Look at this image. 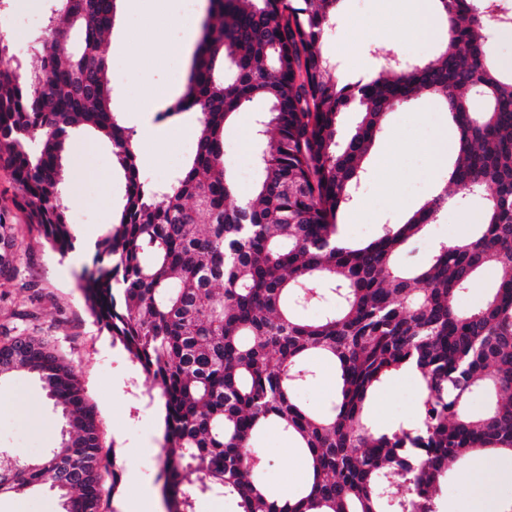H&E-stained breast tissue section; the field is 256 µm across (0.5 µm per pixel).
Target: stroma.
<instances>
[{
  "mask_svg": "<svg viewBox=\"0 0 512 512\" xmlns=\"http://www.w3.org/2000/svg\"><path fill=\"white\" fill-rule=\"evenodd\" d=\"M53 0H11L0 13V36L8 45L24 40L15 57L27 71L38 69L32 46L51 13ZM176 0H158L152 13L133 14L125 24H114L106 35L111 58L133 76L134 87L112 85V109L136 107L157 85L184 91L185 81H171L174 63L189 67L191 50L175 52L181 31L172 18ZM420 17L412 0H344L335 25L323 35V48L339 64L337 80L355 68L374 69L378 50L389 48L401 56L424 60L436 55L445 24L434 18L432 35L416 31ZM255 100L238 112L224 133L225 152L255 155L254 119L265 111ZM182 129H168L140 142L137 154L142 177L171 174L172 157L190 158L196 149V117L182 115ZM64 164L65 200L76 231L94 230L103 236L125 194L123 171L112 161V145L103 138L78 131ZM441 145L452 158L458 132L449 124L441 106L419 96L392 112L387 127L357 189V203L338 217L340 237L348 243L376 237L382 225L396 224L417 210L428 198L431 184L444 169L428 151ZM16 189L9 172L0 167V213L16 227L18 276L0 281V332L47 336L68 357L78 373L88 402L100 426L102 464L116 471L119 483L104 497L101 512H121L122 502L136 498L141 487H161L163 406L157 390L149 388L136 360L114 341L92 316L78 286L81 266L60 256L44 239L28 214L15 203ZM485 200L472 195L442 211L429 226L423 242L412 243L401 256L404 265L427 263L435 244L473 233L481 222ZM315 376L299 385L297 401L315 413L330 410L337 393L335 365L321 357L310 360ZM420 382L415 375L395 374L375 392L368 409L374 429L384 431L413 420L418 411ZM64 422L38 379L24 372L0 378V464L34 459L57 447ZM255 448L263 458L259 478L280 495L293 496L307 481V469L294 441L277 428L256 437ZM138 470L137 482L127 478L129 466ZM472 458L450 466L436 501L437 512H474L476 505L467 476Z\"/></svg>",
  "mask_w": 512,
  "mask_h": 512,
  "instance_id": "35a3bbf8",
  "label": "stroma"
}]
</instances>
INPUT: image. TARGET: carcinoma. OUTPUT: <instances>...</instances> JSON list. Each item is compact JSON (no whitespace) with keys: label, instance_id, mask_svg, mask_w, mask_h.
Wrapping results in <instances>:
<instances>
[{"label":"carcinoma","instance_id":"1","mask_svg":"<svg viewBox=\"0 0 512 512\" xmlns=\"http://www.w3.org/2000/svg\"><path fill=\"white\" fill-rule=\"evenodd\" d=\"M343 0H210L187 85L165 115L192 112L191 161L167 181L140 175L132 131L111 109L105 34L115 0H56L37 39L40 68L20 71L0 40V166L32 223L60 255L76 249L59 185L72 130L112 144L126 189L113 227L79 276L90 310L160 389L163 496L168 512H195L199 494L238 500L240 512H436L448 466L477 451L512 454V71L483 38L494 0H439L446 47L412 67L393 62L342 85L322 48ZM77 30L81 49L61 38ZM487 100L477 112L475 91ZM437 98L459 131L448 184L460 199L485 194L482 223L441 242L429 263L398 259L434 223L448 193L372 241L337 239L387 116L418 96ZM269 105L256 138L252 196L236 198L224 166V130L247 102ZM358 122L339 138L341 115ZM206 223L199 224V215ZM14 227L0 216V279L15 270ZM486 270L494 287L462 312V290ZM332 299L315 321L301 307ZM319 352L338 373L336 402L314 414L295 399ZM412 368L421 386L414 420L384 432L366 407L391 375ZM39 378L65 420L58 447L0 467V496L46 487L62 512H101L108 471L92 407L74 369L44 337L3 336L0 376ZM484 390L481 415L467 408ZM276 425L297 441L308 481L293 498L256 479L255 436Z\"/></svg>","mask_w":512,"mask_h":512}]
</instances>
